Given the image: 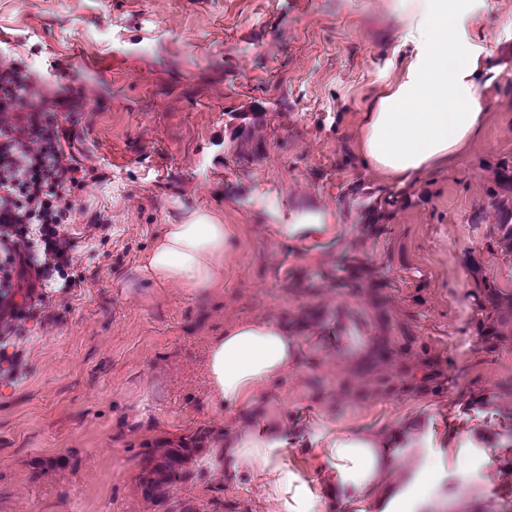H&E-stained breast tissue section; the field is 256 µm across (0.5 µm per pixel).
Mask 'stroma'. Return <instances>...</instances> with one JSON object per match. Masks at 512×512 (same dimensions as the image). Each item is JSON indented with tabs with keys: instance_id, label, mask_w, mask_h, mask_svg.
Here are the masks:
<instances>
[{
	"instance_id": "obj_1",
	"label": "stroma",
	"mask_w": 512,
	"mask_h": 512,
	"mask_svg": "<svg viewBox=\"0 0 512 512\" xmlns=\"http://www.w3.org/2000/svg\"><path fill=\"white\" fill-rule=\"evenodd\" d=\"M455 33L485 54L481 120L462 151L425 171L378 237L374 258L391 263L393 321H413L427 345L455 357L471 339L472 286L463 254L512 288V269L482 250L486 227L468 217L483 197L479 166L512 151V0H458ZM392 0H0V48L72 101L73 150L85 183L74 189L69 232L80 276L67 307L49 305V333L21 340L25 371L0 382V512H152L134 486L143 442L173 440L200 426L234 430L211 405L203 358L230 324L297 320L306 301L283 290L288 270L336 258L355 244L380 190L399 184L358 158L366 98L396 81L409 50ZM259 148L244 166L240 148ZM206 211L238 228L224 285L212 291L155 288L136 273L164 224ZM109 233L88 237L94 216ZM327 216L336 230L283 239L278 224ZM324 324L357 336L379 329L365 299L332 285L317 292ZM442 395L388 398L314 392L310 370L274 386L271 411H299L301 436L337 435L415 415L428 428L410 466L432 473L409 489L439 501L436 512H497L512 471L489 464L512 396V351H466ZM495 394L486 411L466 399ZM66 466L44 472L47 460ZM301 512H387V504L330 501L323 477L285 448Z\"/></svg>"
}]
</instances>
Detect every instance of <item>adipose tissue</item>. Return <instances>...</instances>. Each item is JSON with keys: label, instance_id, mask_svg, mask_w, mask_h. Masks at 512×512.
I'll return each mask as SVG.
<instances>
[{"label": "adipose tissue", "instance_id": "obj_1", "mask_svg": "<svg viewBox=\"0 0 512 512\" xmlns=\"http://www.w3.org/2000/svg\"><path fill=\"white\" fill-rule=\"evenodd\" d=\"M397 2L403 16L400 40L412 52L401 78L375 95L362 114L359 159L403 183L456 155L476 132L481 112L479 59L464 54L449 37L455 19L448 0ZM236 237L235 225L203 211L190 213L183 223L160 227L137 272L161 287H223L229 246ZM301 349L288 324L253 319L225 327L205 357L211 403L241 420L236 432L224 438L222 468L236 483L255 484L280 512H297L295 474L281 455L292 442L288 425L298 416L285 410L270 419L265 408L271 386L300 366ZM422 424V418L414 417L340 438L331 434L322 448L300 438L292 443L318 470H336L337 484L324 487L328 497H372L395 504L405 496L404 451L421 447Z\"/></svg>", "mask_w": 512, "mask_h": 512}]
</instances>
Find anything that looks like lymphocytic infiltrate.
<instances>
[{
    "instance_id": "1",
    "label": "lymphocytic infiltrate",
    "mask_w": 512,
    "mask_h": 512,
    "mask_svg": "<svg viewBox=\"0 0 512 512\" xmlns=\"http://www.w3.org/2000/svg\"><path fill=\"white\" fill-rule=\"evenodd\" d=\"M57 99L14 56L0 52V380L23 372L17 341L49 300L63 305L79 278L67 276L75 243L65 229L85 169L68 145L73 131Z\"/></svg>"
}]
</instances>
